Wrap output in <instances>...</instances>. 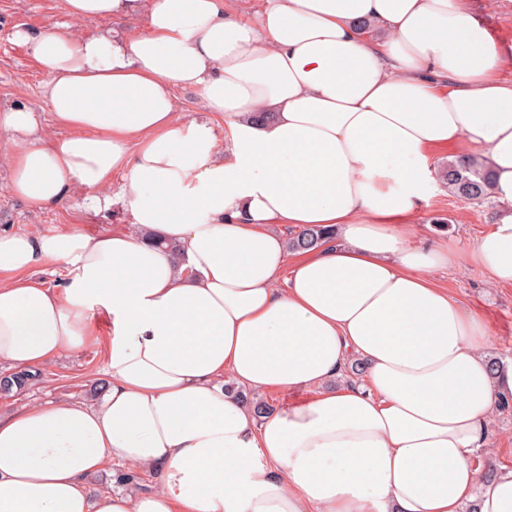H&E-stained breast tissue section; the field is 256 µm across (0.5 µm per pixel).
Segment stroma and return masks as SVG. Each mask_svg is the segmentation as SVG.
I'll use <instances>...</instances> for the list:
<instances>
[{"mask_svg":"<svg viewBox=\"0 0 512 512\" xmlns=\"http://www.w3.org/2000/svg\"><path fill=\"white\" fill-rule=\"evenodd\" d=\"M480 19L504 54V78L512 79V0H477ZM62 0H0V105L24 103L41 114L45 134L57 136L63 129L49 112L42 94L44 77L23 46L13 42L15 26L44 28L66 22ZM7 171L0 167V227L17 232L57 233L71 228L94 234L127 226L129 215L120 211L91 213L67 202L54 210H36L13 197L7 188ZM495 198L466 201L453 195L445 182L436 190L415 218L419 240L444 242L457 257L454 265L435 270L432 277L467 308L475 311L487 326L492 342L488 358L512 364V287L489 283L468 256L478 238L502 215ZM95 340L80 351L66 353L39 371L36 380L23 389L0 393V414L7 415L27 403L47 401L99 402L102 387L109 380L103 372L109 326L95 317ZM489 455L484 463L494 469L512 467V409L497 411L489 436Z\"/></svg>","mask_w":512,"mask_h":512,"instance_id":"obj_1","label":"stroma"}]
</instances>
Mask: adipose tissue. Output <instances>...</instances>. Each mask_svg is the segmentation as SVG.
<instances>
[{
  "instance_id": "obj_1",
  "label": "adipose tissue",
  "mask_w": 512,
  "mask_h": 512,
  "mask_svg": "<svg viewBox=\"0 0 512 512\" xmlns=\"http://www.w3.org/2000/svg\"><path fill=\"white\" fill-rule=\"evenodd\" d=\"M67 23L15 27L66 136L0 107L12 196L120 206L97 235L0 228V364L45 366L111 323L102 400L0 416V512H512V470L483 478L512 368L431 277L416 240L432 158L485 153L505 214L472 263L512 286V80L472 0H63ZM140 20L75 36L70 21ZM223 117L187 123L176 89ZM120 184H113V175ZM275 224L334 236L292 251ZM62 265L50 287L35 273ZM361 380L342 381L353 359ZM313 397L265 418L225 391ZM117 463L153 490L97 494ZM177 95L180 113L185 116L188 122L193 120L196 122L210 121L211 126L216 130V152L226 160L229 155V142L223 117L217 116L214 113L202 112L201 99L193 90H179ZM106 468V472H101L88 477L87 482L96 490L103 492H117L119 490H124L129 486L125 483H120L119 480H115V477H113L115 481L112 483V471L122 470L123 467L107 465Z\"/></svg>"
}]
</instances>
